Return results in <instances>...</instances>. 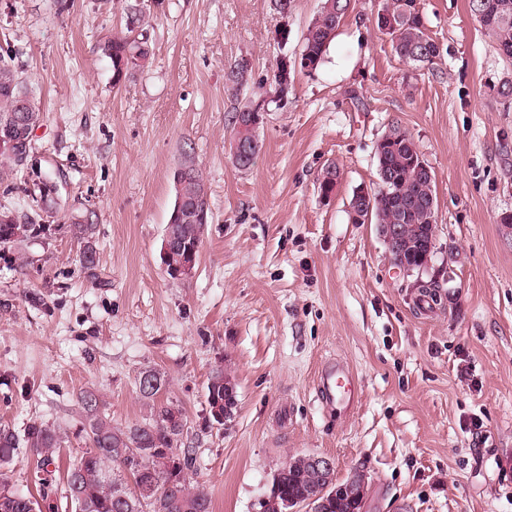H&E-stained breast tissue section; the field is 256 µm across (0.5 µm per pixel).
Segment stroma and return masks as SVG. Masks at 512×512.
I'll use <instances>...</instances> for the list:
<instances>
[{
	"label": "stroma",
	"mask_w": 512,
	"mask_h": 512,
	"mask_svg": "<svg viewBox=\"0 0 512 512\" xmlns=\"http://www.w3.org/2000/svg\"><path fill=\"white\" fill-rule=\"evenodd\" d=\"M320 6L0 0V55L43 113L34 164L0 181V209L29 211L26 188L63 174L48 231L0 247V425L60 426L55 494L86 446L80 393L95 391L114 423H137L138 377L155 368L190 420L213 512H258L295 452L330 457L340 479L363 468L366 512H512V227L497 221L512 211V109L492 90L512 63L468 0H421L440 51L429 68L398 59L374 0H355L324 61L269 104L252 168L236 169L227 72L247 61V94L262 100ZM134 10L150 60L118 79L102 46ZM394 126L435 177V248L419 274L397 270L375 226L348 217L354 192L376 187L375 146ZM188 148L210 218L192 276L174 279L161 249ZM331 164L339 180L326 200ZM72 212L96 226L94 273L56 230ZM420 277L442 286L427 314L415 306ZM330 359L358 383L341 419L316 390ZM221 360L238 404L216 426L204 392Z\"/></svg>",
	"instance_id": "1"
}]
</instances>
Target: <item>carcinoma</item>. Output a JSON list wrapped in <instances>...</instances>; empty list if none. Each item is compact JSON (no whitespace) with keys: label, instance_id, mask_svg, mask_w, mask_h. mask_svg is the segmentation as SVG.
<instances>
[{"label":"carcinoma","instance_id":"obj_1","mask_svg":"<svg viewBox=\"0 0 512 512\" xmlns=\"http://www.w3.org/2000/svg\"><path fill=\"white\" fill-rule=\"evenodd\" d=\"M352 0H322L319 12L307 28L301 59L309 70L316 69L336 36V31L351 8ZM469 9L481 27L493 39L499 52L512 59V0H469ZM379 11L394 23L392 29L382 26L381 16L375 17L377 29L390 36L394 53L403 61L415 65H431L439 56L438 44L427 34L424 18L416 8V0H382ZM102 50L112 59L114 75L120 79L131 70L143 68L150 57L147 31L139 25L137 16L130 17L127 32L104 43ZM249 66L240 62L226 75L232 90L240 92L248 85ZM293 73L288 77L272 71L270 93L279 99L292 87ZM28 102L19 126L24 137L31 135L41 122L40 110L34 105L29 88L19 75L13 60L0 56V121L18 112V103ZM255 104L248 97L239 102L231 116L234 140L249 142L257 135L239 126V113ZM378 183L370 191L373 199L370 212L372 224L408 225L405 236L410 245L401 252L391 253L395 261L404 260L417 267L424 265L418 242L430 232L431 215L427 212L428 198L436 196L435 179H424L414 160L420 152L413 139L397 127L391 128L376 143ZM25 167L22 159L0 153V179ZM177 172L186 178L176 188L182 198V217L172 221L179 240V250L172 255L177 264L190 249L199 252L204 226L209 219L208 192L203 174L193 152L183 154ZM339 170L325 169L320 182V194L334 192ZM37 203L32 212L15 214L0 211V245L18 246L36 238L45 230L37 223L41 213L53 214L58 202L42 182L28 190ZM72 223L59 225V231L70 233L84 242L80 253L83 269L96 270L97 258L93 243L95 225L87 215H74ZM419 295L438 305L440 284L430 279L415 284ZM169 385L166 375L157 369H146L138 378V392L147 414L142 421L125 426L112 423V418L99 410L98 397L86 390L80 394L82 432L88 447L78 454L66 474L65 506L71 512H212V501L195 477L193 450L189 445V421L176 402L162 400ZM237 387L236 378L224 363L212 369L205 398L208 419L213 425H224V392ZM63 435L59 428L45 422L29 424L23 436L10 428L0 427V512H59V505L49 498L48 490L40 497L19 490L11 482L6 468L18 457L21 447L29 449L36 469L43 472L54 463L61 448ZM156 485L158 496L145 499L138 495L140 482ZM317 483L315 472L306 464L304 454L286 457L273 475L278 503L285 499L301 501Z\"/></svg>","mask_w":512,"mask_h":512}]
</instances>
